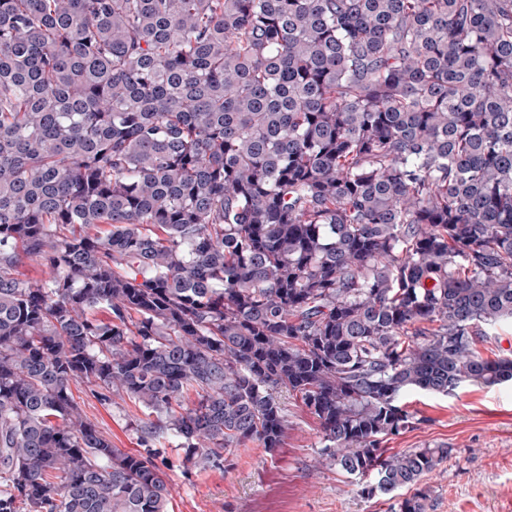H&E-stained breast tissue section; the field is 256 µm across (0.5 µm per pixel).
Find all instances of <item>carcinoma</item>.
I'll use <instances>...</instances> for the list:
<instances>
[{
  "instance_id": "carcinoma-1",
  "label": "carcinoma",
  "mask_w": 512,
  "mask_h": 512,
  "mask_svg": "<svg viewBox=\"0 0 512 512\" xmlns=\"http://www.w3.org/2000/svg\"><path fill=\"white\" fill-rule=\"evenodd\" d=\"M507 319L512 0H0V512H169L152 443L272 455L283 391L426 512L448 449L387 453L399 397L512 380ZM488 342L478 346L484 357L495 358L496 355L512 350V322H501L489 331ZM71 390L87 419L112 441L115 448L144 452L139 439L140 427L156 421L155 414H150L149 410L127 396L112 395L111 401H100L96 393L100 390L87 382L73 383Z\"/></svg>"
}]
</instances>
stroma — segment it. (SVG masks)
<instances>
[{
    "mask_svg": "<svg viewBox=\"0 0 512 512\" xmlns=\"http://www.w3.org/2000/svg\"><path fill=\"white\" fill-rule=\"evenodd\" d=\"M71 390L114 447L140 450V428L154 419L149 410L125 396L100 401L96 387L83 381ZM281 401L288 429L272 455L250 443L225 452L219 466L203 469L185 462L174 442L161 439L171 461V512H390V501L361 497L354 477L319 465L324 441L316 419L299 399L285 395ZM401 402L421 422L389 440L390 451L449 448L447 462L425 479L427 512H512V383H469L447 396L412 391Z\"/></svg>",
    "mask_w": 512,
    "mask_h": 512,
    "instance_id": "stroma-1",
    "label": "stroma"
}]
</instances>
